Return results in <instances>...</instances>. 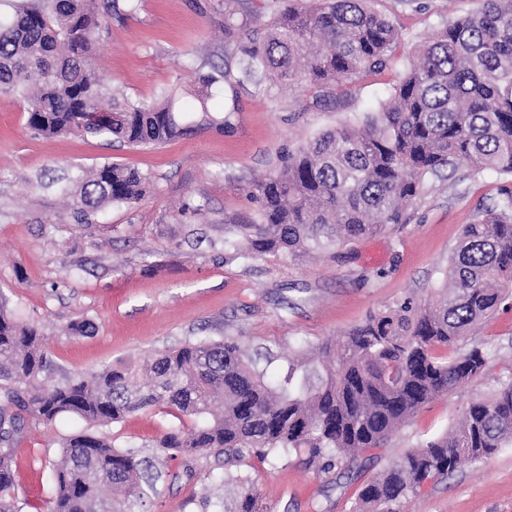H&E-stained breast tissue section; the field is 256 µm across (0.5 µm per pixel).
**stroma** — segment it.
Here are the masks:
<instances>
[{"mask_svg":"<svg viewBox=\"0 0 512 512\" xmlns=\"http://www.w3.org/2000/svg\"><path fill=\"white\" fill-rule=\"evenodd\" d=\"M270 5L138 0L134 12L105 18L94 44L96 69L109 88L136 102L191 89L199 75L220 76L236 66L235 41L224 32L226 7L257 25L269 18ZM373 6L399 32L385 71L342 85L327 100L294 83L219 81L211 109L228 126L157 147L35 134L24 100L0 94V303L38 330L53 381L225 337L269 359L270 372L282 375L298 352L313 353L370 316L439 297L464 225L497 205L503 177L464 169L427 177L406 223L296 261L246 259L235 249L237 225L254 215L252 184L320 132L378 111L425 42L475 12L480 0H373ZM105 163L138 169L150 191L139 202L77 220L62 188ZM82 320L89 331L69 334L68 325ZM474 345L487 355L483 375L420 408L352 467L321 472L302 453L239 466L255 479L264 512H352L365 479L451 431L473 403L512 381V308L476 324L458 347ZM189 423L159 405L103 433L153 461L162 435ZM84 428L73 417L51 425L28 420L12 462L22 512H48L60 445ZM162 471L161 480H145V502L129 512L146 504L153 512H205V500L228 502L236 493L235 484L216 480L224 472L220 456L170 459ZM405 512H512V447L425 483Z\"/></svg>","mask_w":512,"mask_h":512,"instance_id":"35a3bbf8","label":"stroma"}]
</instances>
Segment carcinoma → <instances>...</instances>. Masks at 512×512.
I'll return each mask as SVG.
<instances>
[{
  "label": "carcinoma",
  "mask_w": 512,
  "mask_h": 512,
  "mask_svg": "<svg viewBox=\"0 0 512 512\" xmlns=\"http://www.w3.org/2000/svg\"><path fill=\"white\" fill-rule=\"evenodd\" d=\"M0 19V93L27 103V125L43 136L79 135L127 146H160L227 121L208 109L217 78L199 77L194 107L163 93L137 103L106 88L92 62L101 26L98 0H8ZM475 13L445 25L363 120L326 131L282 155L278 169L249 191L255 219L237 225L240 255L296 259L313 250L405 223L426 177L467 167L512 177V0H481ZM238 44L239 84L305 83L320 95L384 71L399 33L369 0H317L275 9L258 28L224 13ZM139 170L104 164L88 172L73 205L85 219L146 192ZM512 285V184L498 204L464 227L448 260L446 292L418 311L381 313L321 347L322 370L303 354L287 374L268 377L236 340L185 342L135 364L107 365L62 383L37 330L0 305V512H22L14 493L13 450L26 417L51 424L75 415L88 428L61 444L50 512H124L143 499V460L99 429L156 405L194 419L156 443L165 459L225 456L239 464L306 450L308 463L352 464L380 448L417 409L481 376L484 350L454 358L456 345L505 301ZM512 444V383L473 404L449 434L408 451L362 484L353 512H402L426 480L443 478ZM224 512H260L255 482L233 478ZM119 491L122 499L110 493Z\"/></svg>",
  "instance_id": "cac0c4a2"
}]
</instances>
